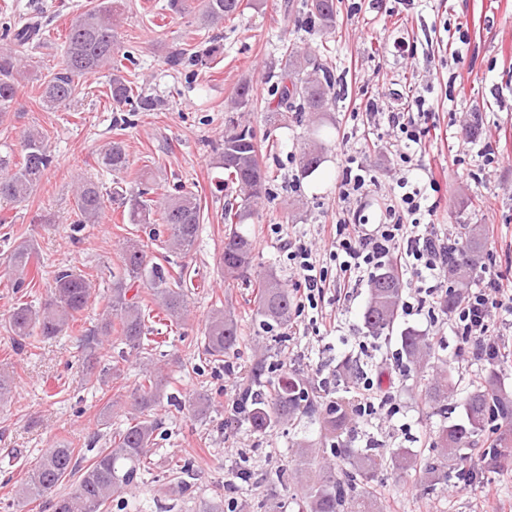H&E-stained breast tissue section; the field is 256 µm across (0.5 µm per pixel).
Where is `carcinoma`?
Masks as SVG:
<instances>
[{
  "label": "carcinoma",
  "instance_id": "carcinoma-1",
  "mask_svg": "<svg viewBox=\"0 0 512 512\" xmlns=\"http://www.w3.org/2000/svg\"><path fill=\"white\" fill-rule=\"evenodd\" d=\"M241 0H204L203 17L211 25L238 14ZM309 22L324 32L336 27L335 0H305ZM120 8L116 0L99 2L71 22L64 53L58 69L41 84L39 99L49 108L67 106L79 94L81 80L102 70L112 71V101L128 105L134 112H150L157 107L152 99L138 92L137 85L112 66L117 49ZM39 35L38 24L28 23L4 35L10 47L0 46V122L4 121L18 99L25 64L17 48L33 42ZM285 63L274 73L275 98L267 111L308 112L314 115L315 128L310 143L300 157L307 174L323 163L320 129L327 112L336 104L339 92L333 73L319 54L302 53L299 46L286 48ZM253 91L241 83L224 116V136L216 148L218 164L227 180L235 185L240 201L224 205V250L220 266L224 278L242 280L257 289L253 313L267 329H287L294 316L293 299L281 279L272 271H253L254 239L242 230L252 217V204L267 194L270 176L260 161V145L253 129L242 124L238 114L251 111ZM54 156L46 135L28 130L21 141L20 154H0V202L20 204L28 201L43 183ZM98 163L115 175L112 191L105 194L99 183L87 180L77 189L74 211L78 233L87 224H98L104 216L105 199L120 200L123 214L132 224L149 228L148 239L161 244L169 253L188 257L201 230L203 212L196 196L181 186L155 205L145 198V173L135 178V187H123L131 164L126 145L111 140L101 148ZM484 245V230L479 224L459 225L457 240L448 243V278L456 287L465 285L474 275ZM123 276L112 281L109 310L81 339L82 364L87 374L106 385L120 368L100 352L103 339L117 332L129 352L148 353L149 319L153 310L143 304L135 289L144 287L153 296L165 320L178 323L187 315L186 265L170 266L168 256L154 254L149 245L133 241L123 251ZM8 268V287L17 299L10 311L5 331L15 347L32 346L44 339L74 328L87 309L93 293L91 280L80 273L59 270L53 277L44 302L35 306L25 301L36 278L42 275L35 240L19 237L4 258ZM463 300L459 291L440 297L436 308L448 316ZM403 304L402 272L387 263L367 281V301L363 324L370 336L381 338L393 328ZM241 324L229 310H215L204 330V354L214 362L237 353ZM401 352L408 373L416 374L415 387L424 405L433 413H448V401L457 396L462 378L453 376L448 360L438 355L429 337L407 328L400 336ZM274 365L258 357L244 377L240 398L248 399L245 418L252 431L264 433L281 422H294L300 416L317 415L323 427L336 439L331 448L334 459L321 455L320 449L305 440L295 443L305 464L316 463L314 475L304 472L301 479L302 512H377L376 497L370 482L375 471L389 459L393 470L408 474L416 468L414 453L406 448L386 451L372 440L363 448L353 447L355 434L348 427L345 408L331 413L318 406L317 389L300 375L284 379L273 376ZM432 376L425 377L427 370ZM336 377L351 387L363 375L362 365L346 357L336 364ZM169 375L162 367H147L138 383L124 395L129 415L126 427L112 432L109 446L96 448L91 463L70 491L59 494L57 488L76 469L75 449L59 442L47 450L27 479L15 490L14 498L3 504V512H22L26 503L43 499L50 512H105L124 488L137 484L151 459L161 421L155 408L166 396ZM465 421L442 426L433 442L435 451L423 456L420 481L429 490L448 484V463L466 461L468 450L476 447L494 425L512 433V394L499 376L473 377L471 389L458 401Z\"/></svg>",
  "mask_w": 512,
  "mask_h": 512
}]
</instances>
